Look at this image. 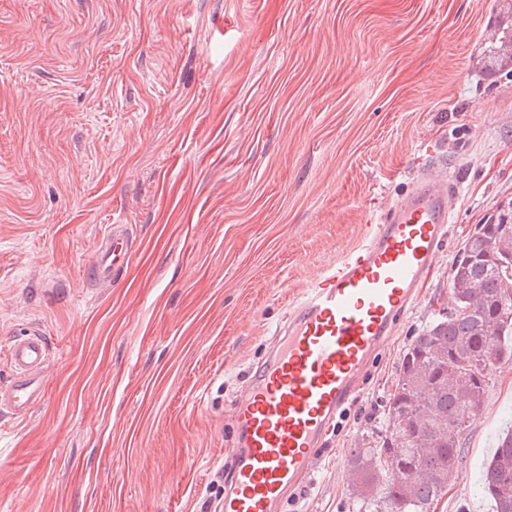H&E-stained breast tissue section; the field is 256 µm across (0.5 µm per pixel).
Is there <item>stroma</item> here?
<instances>
[{"mask_svg":"<svg viewBox=\"0 0 512 512\" xmlns=\"http://www.w3.org/2000/svg\"><path fill=\"white\" fill-rule=\"evenodd\" d=\"M498 0H0V382L42 332L41 401L0 421V512H219L232 407L309 282L422 172L451 176L449 242L285 512H357L347 460L451 265L512 199ZM128 267L84 271L113 225ZM512 428L494 369L431 512H491ZM481 491L493 500L494 512H512V430L498 438L484 467Z\"/></svg>","mask_w":512,"mask_h":512,"instance_id":"35a3bbf8","label":"stroma"}]
</instances>
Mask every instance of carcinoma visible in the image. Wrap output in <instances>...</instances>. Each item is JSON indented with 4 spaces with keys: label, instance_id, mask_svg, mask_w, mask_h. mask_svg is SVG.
<instances>
[{
    "label": "carcinoma",
    "instance_id": "carcinoma-1",
    "mask_svg": "<svg viewBox=\"0 0 512 512\" xmlns=\"http://www.w3.org/2000/svg\"><path fill=\"white\" fill-rule=\"evenodd\" d=\"M452 308L408 344L376 436L347 462L359 512H429L459 473L467 423L491 374L512 361V201L467 237L449 274ZM481 491L512 512V430L498 438Z\"/></svg>",
    "mask_w": 512,
    "mask_h": 512
}]
</instances>
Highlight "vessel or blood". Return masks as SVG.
I'll return each instance as SVG.
<instances>
[{
    "label": "vessel or blood",
    "mask_w": 512,
    "mask_h": 512,
    "mask_svg": "<svg viewBox=\"0 0 512 512\" xmlns=\"http://www.w3.org/2000/svg\"><path fill=\"white\" fill-rule=\"evenodd\" d=\"M453 183L416 177L400 199L371 218L363 241L311 283L291 305L267 356L234 404L223 512H284L301 489L343 411L447 241ZM129 261L123 225L87 269L112 282ZM11 378L0 385V412L21 418L44 393L51 363L41 332L11 341Z\"/></svg>",
    "instance_id": "1"
}]
</instances>
